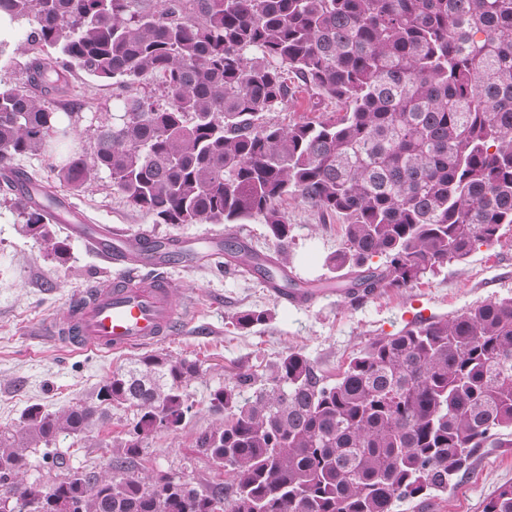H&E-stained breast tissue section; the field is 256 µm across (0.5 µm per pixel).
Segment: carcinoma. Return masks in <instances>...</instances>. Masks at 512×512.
I'll list each match as a JSON object with an SVG mask.
<instances>
[{
  "label": "carcinoma",
  "instance_id": "1",
  "mask_svg": "<svg viewBox=\"0 0 512 512\" xmlns=\"http://www.w3.org/2000/svg\"><path fill=\"white\" fill-rule=\"evenodd\" d=\"M34 23L38 51L0 83V184L25 232L64 263L54 195L14 166L67 137L46 96L66 97L80 70L123 90L154 79L164 99L121 97L55 178L80 191L100 170L156 224H241L260 217L277 246L266 258L230 243L227 264L282 288L296 196L343 222L330 270L354 301L408 288L461 262L512 224V0H0ZM337 110L282 127L266 120L292 81ZM387 258L374 267L375 256ZM268 319L246 310L232 325ZM196 363L147 352L55 413L29 406L0 429V499L28 497L29 457L61 469L50 483L75 512H392L401 499L448 490L480 448L512 446V299L378 336L328 384L302 353L244 395L249 373L211 393L224 423L198 447L228 475L199 488L136 473L146 440L175 430L191 406ZM133 412L110 472L62 467L47 448L90 440L114 409ZM483 512H512V485Z\"/></svg>",
  "mask_w": 512,
  "mask_h": 512
}]
</instances>
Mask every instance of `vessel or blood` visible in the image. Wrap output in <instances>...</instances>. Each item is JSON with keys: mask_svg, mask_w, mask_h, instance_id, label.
<instances>
[{"mask_svg": "<svg viewBox=\"0 0 512 512\" xmlns=\"http://www.w3.org/2000/svg\"><path fill=\"white\" fill-rule=\"evenodd\" d=\"M85 241L101 260L124 270L88 283L61 314L42 324V335L73 350L106 353L152 347L173 336L185 317L175 284L160 276L135 278L129 271L135 258L129 250H114L111 239L90 234Z\"/></svg>", "mask_w": 512, "mask_h": 512, "instance_id": "1", "label": "vessel or blood"}]
</instances>
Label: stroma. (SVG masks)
<instances>
[{
	"mask_svg": "<svg viewBox=\"0 0 512 512\" xmlns=\"http://www.w3.org/2000/svg\"><path fill=\"white\" fill-rule=\"evenodd\" d=\"M73 86L70 97L51 101L50 107L57 119L71 128L67 151L89 156L94 151L95 129L115 111L113 89L81 72ZM322 111L317 95L299 86L287 107L270 114L269 119L286 127L317 119ZM60 162V155L42 152L18 159L15 165L53 191L77 212L82 223L129 238L142 232L173 238L194 253L193 261H177L164 270L183 287L180 307L186 317L179 334L160 347L171 357L197 363L199 372L185 387L192 410L177 430L160 432L148 440L142 465L151 474L166 472L197 485L222 481V474L197 448L196 441L223 421L209 409L211 392L233 382L237 374L265 377L282 353L296 350L332 382L374 337L396 333L419 320L449 319L491 299L512 297V225L506 224L494 245L425 275L413 287L394 288L359 304L337 290L310 303H290L255 273L229 277L211 270L209 252L202 244L224 234V226L154 223L113 190L112 179L104 170L81 192H70L53 174V166ZM281 208L291 226L289 275L302 282L329 278L325 259L339 248L342 225L322 222L294 196L285 198ZM23 223L11 195L0 191L2 428L15 425L24 409L33 404L50 411L68 407L140 355L136 349L73 353L35 335L36 325L57 316L76 290L88 281L108 278L113 268L99 260L66 225L61 226L60 234L68 239L70 257L63 264L54 262L39 241L23 232ZM249 308L270 312L269 322L245 332L234 330L229 323L231 315ZM132 417L127 410L113 411L92 447L84 441L59 439L56 447L65 464L105 472L112 458L110 443L123 434ZM508 485H512V447L482 448L454 487L425 498L399 501L394 512H483L486 497Z\"/></svg>",
	"mask_w": 512,
	"mask_h": 512,
	"instance_id": "obj_1",
	"label": "stroma"
}]
</instances>
